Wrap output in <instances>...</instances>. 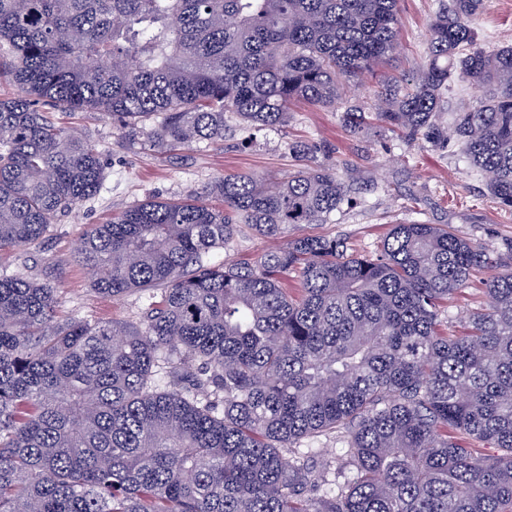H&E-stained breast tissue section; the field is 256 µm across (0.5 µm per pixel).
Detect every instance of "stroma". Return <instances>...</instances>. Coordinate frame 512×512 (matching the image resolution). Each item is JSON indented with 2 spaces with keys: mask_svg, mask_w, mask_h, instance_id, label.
<instances>
[{
  "mask_svg": "<svg viewBox=\"0 0 512 512\" xmlns=\"http://www.w3.org/2000/svg\"><path fill=\"white\" fill-rule=\"evenodd\" d=\"M439 6L440 0H398L395 53L357 79L340 80L342 107L372 111L378 84L411 79L425 59L429 23ZM475 27L487 45L512 42V0H491ZM50 117L58 127L96 144L104 167L103 187L59 216L37 243L0 255V270L56 283L61 320L137 322L150 301L149 292L120 298L96 293L91 272L75 259L83 234L130 206L182 198L205 190L223 175L250 173L278 182L300 168H329L350 186L353 200L330 223L306 224L298 233L339 238L354 255L378 253L392 225L417 222L447 225L458 236L481 244L491 258L512 259V215L489 197L482 178L453 141L439 147L410 146L397 132L369 126L355 133L343 123L340 109L304 102L292 106L284 125L258 130L229 115L223 139L171 151L150 146L148 134L155 125L151 119L130 137L96 112L54 111ZM274 246V241L244 227L214 251L213 258L254 263ZM488 276L485 270L475 274L449 299L443 324L450 333H459L482 307Z\"/></svg>",
  "mask_w": 512,
  "mask_h": 512,
  "instance_id": "obj_1",
  "label": "stroma"
}]
</instances>
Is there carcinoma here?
<instances>
[{
    "mask_svg": "<svg viewBox=\"0 0 512 512\" xmlns=\"http://www.w3.org/2000/svg\"><path fill=\"white\" fill-rule=\"evenodd\" d=\"M449 0L410 86L349 110L440 146L453 133L512 212V45ZM398 44L397 0H0V254L95 195L97 147L46 108L93 110L175 150L224 138V114L283 124L336 108ZM460 78L481 93L445 119ZM96 224L75 259L112 297L161 288L135 324L57 322L58 289L0 271V512H512V262L439 224H395L373 257L301 236L258 265L216 263L246 224L278 239L326 224L350 188L327 168L276 184L222 176ZM500 267L465 330L444 302ZM300 272V296L284 287ZM456 431L499 449L483 455ZM337 434L350 477L300 441Z\"/></svg>",
    "mask_w": 512,
    "mask_h": 512,
    "instance_id": "obj_1",
    "label": "carcinoma"
}]
</instances>
